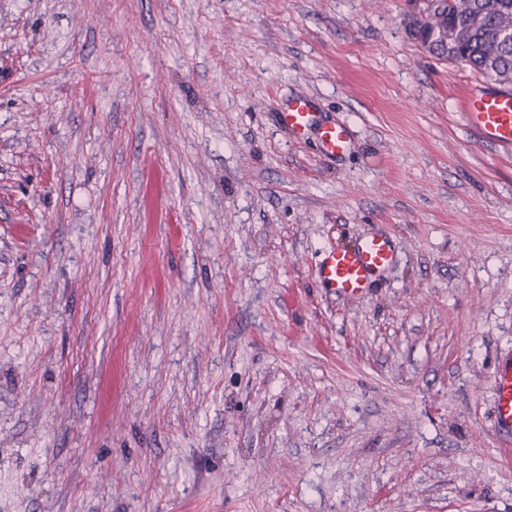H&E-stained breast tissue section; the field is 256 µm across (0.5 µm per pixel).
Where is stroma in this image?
Here are the masks:
<instances>
[{
  "label": "stroma",
  "mask_w": 512,
  "mask_h": 512,
  "mask_svg": "<svg viewBox=\"0 0 512 512\" xmlns=\"http://www.w3.org/2000/svg\"><path fill=\"white\" fill-rule=\"evenodd\" d=\"M423 5L0 0V512H512V153ZM277 122L290 137L297 140L316 133L321 153L328 158H341L354 148L350 126L325 120L311 97L293 96L286 99L277 112ZM396 258L394 242L384 233L365 236L351 246L327 249L316 269L317 287L337 296H363L392 268ZM493 385L496 393V428L503 432H512V351L499 359L493 372Z\"/></svg>",
  "instance_id": "stroma-1"
}]
</instances>
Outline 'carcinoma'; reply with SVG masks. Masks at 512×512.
Returning a JSON list of instances; mask_svg holds the SVG:
<instances>
[{
    "label": "carcinoma",
    "instance_id": "obj_1",
    "mask_svg": "<svg viewBox=\"0 0 512 512\" xmlns=\"http://www.w3.org/2000/svg\"><path fill=\"white\" fill-rule=\"evenodd\" d=\"M425 12L435 19V28L421 33L426 52L512 82V0H428Z\"/></svg>",
    "mask_w": 512,
    "mask_h": 512
}]
</instances>
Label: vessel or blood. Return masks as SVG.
<instances>
[{"instance_id":"vessel-or-blood-1","label":"vessel or blood","mask_w":512,"mask_h":512,"mask_svg":"<svg viewBox=\"0 0 512 512\" xmlns=\"http://www.w3.org/2000/svg\"><path fill=\"white\" fill-rule=\"evenodd\" d=\"M461 110L468 126L482 142L512 148V88L485 84L469 86L461 98ZM277 122L297 140L316 134L320 150L326 157L340 158L354 148L350 126L325 120L311 97L286 99L277 113ZM396 258L391 237L384 233L371 234L353 245L327 249L316 269V284L339 296H362L384 277ZM493 385L496 427L503 432H512V351L499 359L493 372Z\"/></svg>"}]
</instances>
